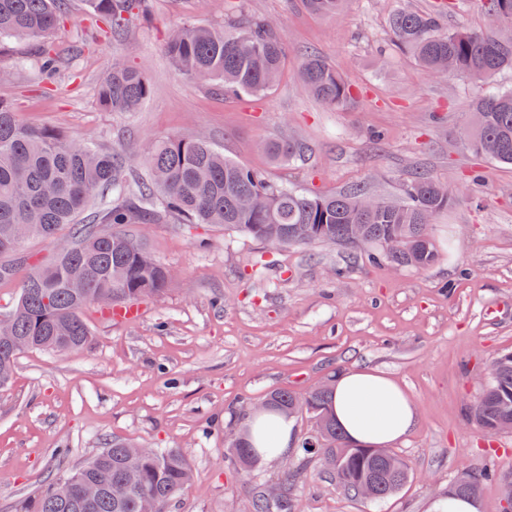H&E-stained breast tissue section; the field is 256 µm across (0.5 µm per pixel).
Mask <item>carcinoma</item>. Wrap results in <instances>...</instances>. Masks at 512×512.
Masks as SVG:
<instances>
[{
	"mask_svg": "<svg viewBox=\"0 0 512 512\" xmlns=\"http://www.w3.org/2000/svg\"><path fill=\"white\" fill-rule=\"evenodd\" d=\"M96 19L111 32L127 28L133 11H147V0H88ZM345 0H303L313 13L337 14ZM501 25L512 28V0H486ZM66 17L65 0H0V38H17L41 45L40 68L53 78L58 56L48 36ZM395 46L431 74L460 73L484 80L512 68V37L493 30H441L429 13L398 11L391 19ZM166 51L178 70L191 78L215 82L217 89L257 96L269 91L284 68V49L275 24L242 14L222 29L191 23L173 29ZM301 78L323 103L336 106L350 93L345 79L329 63L308 55ZM144 72L119 61L97 89L100 105L110 112H134L150 95ZM476 130L466 139L476 154L512 164V92L478 99ZM266 153L278 165L305 158L307 147L284 139L266 143ZM147 165L152 179L139 186L137 198L107 207L86 224L87 212L100 193L119 196L123 178L132 168L131 154L105 152L89 142L71 140L57 128L21 122L13 105L0 100V281L14 274L15 261L26 242L56 238L70 229L72 244L47 265L35 266L19 287L16 303L0 318V387L11 381L18 356L11 346L21 340L32 351H57L61 344L77 350L92 340L84 310L159 297L170 287L168 270L149 263L120 224H153L170 219L180 224H220L258 241L276 238L280 245L308 246L317 242L348 249L354 225L373 257L388 258L383 244L400 247L392 262L424 269L437 259L432 236L423 225L448 209L452 197L444 186L417 173L406 186L401 202L375 199L370 211L360 209L368 196L361 186L345 192L312 196L268 181L259 172L224 156L211 138L170 137L158 142ZM329 387L304 394L281 390L269 394V408L292 417L310 414L317 431L301 441L303 455L317 448L326 465L350 492L368 480L376 483V500L394 494L407 480L408 468L397 454L387 459L372 448H357L344 438L328 415ZM465 416L488 434L512 431V353L490 365L487 381L465 408ZM130 443L114 440L63 478L49 480L19 503L18 512H168L171 501L193 480L186 454L176 448H142L131 456ZM226 462L248 472L259 462L254 448L240 434L229 442ZM105 474L121 486L119 498L102 490L88 499L85 492ZM500 472H464L448 484V494L478 498L487 481L502 482ZM280 499L269 501L260 488L252 497L251 512H295L298 499L288 483L279 482Z\"/></svg>",
	"mask_w": 512,
	"mask_h": 512,
	"instance_id": "obj_1",
	"label": "carcinoma"
}]
</instances>
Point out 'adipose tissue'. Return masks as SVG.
<instances>
[{"instance_id":"obj_1","label":"adipose tissue","mask_w":512,"mask_h":512,"mask_svg":"<svg viewBox=\"0 0 512 512\" xmlns=\"http://www.w3.org/2000/svg\"><path fill=\"white\" fill-rule=\"evenodd\" d=\"M329 411L345 438L353 443L385 448L403 441L417 424L413 399L393 379L370 369L340 374L332 388ZM250 441L265 459H277L293 443V422L265 412L252 415Z\"/></svg>"}]
</instances>
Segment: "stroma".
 I'll list each match as a JSON object with an SVG mask.
<instances>
[{
    "instance_id": "35a3bbf8",
    "label": "stroma",
    "mask_w": 512,
    "mask_h": 512,
    "mask_svg": "<svg viewBox=\"0 0 512 512\" xmlns=\"http://www.w3.org/2000/svg\"><path fill=\"white\" fill-rule=\"evenodd\" d=\"M273 21L286 64L259 96H226L179 74L165 43L185 22L223 24L227 7ZM437 13L442 27L489 28L477 0H350L338 14L301 0H150L149 21L114 36L95 24L87 0H67L49 43L60 59L43 80L37 44L0 41L12 75L0 82L20 120L63 130L72 140L147 156L152 144L204 133L227 157L271 181L310 194L364 185L399 199L418 171L454 194L430 227L438 257L428 268L348 259L336 244L268 249L218 225L189 230L173 221L127 225L173 275L158 298L119 320L91 307V342L66 353L30 351L0 390V512L50 478L78 468L112 439L177 448L194 481L169 512H250L253 491L285 477L282 463L247 476L225 468L224 450L253 403L274 390L305 393L329 376L375 368L412 397L418 426L393 450L409 466L391 498L347 494L319 458L289 457L301 469L293 491L304 512H433L460 473L512 471V432L487 435L464 416L489 364L512 351V165L468 149L464 134L479 98L512 91V70L475 83L430 76L395 49L392 14ZM322 56L348 82L330 107L300 77L304 54ZM145 72L151 94L136 112H110L97 86L113 60ZM291 137L305 161L273 165L262 143ZM69 234L29 241L12 280L0 283V312L31 270L69 246Z\"/></svg>"
}]
</instances>
